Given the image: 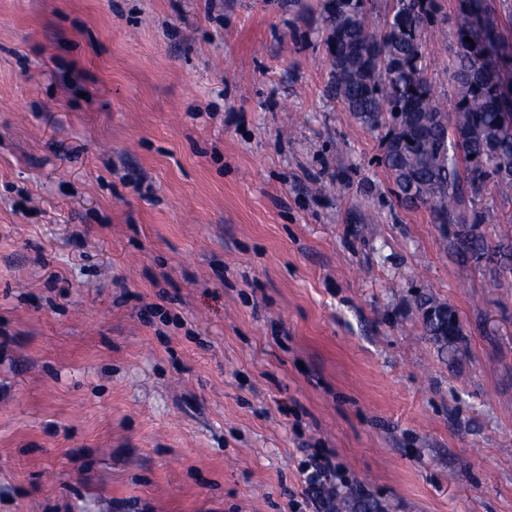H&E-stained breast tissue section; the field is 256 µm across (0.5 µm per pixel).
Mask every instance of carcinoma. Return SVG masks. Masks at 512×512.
I'll return each instance as SVG.
<instances>
[{
    "instance_id": "1",
    "label": "carcinoma",
    "mask_w": 512,
    "mask_h": 512,
    "mask_svg": "<svg viewBox=\"0 0 512 512\" xmlns=\"http://www.w3.org/2000/svg\"><path fill=\"white\" fill-rule=\"evenodd\" d=\"M393 2L376 31L371 0H319L329 89L361 124L388 128L383 164L401 202L428 206L438 224L468 226L455 237L465 260L484 253L486 243L478 232L485 216L465 211L463 187L477 190L489 178L512 182V94L493 70L497 26L484 0H460L450 67L457 101L450 115L425 74L422 34L435 0ZM423 325L434 341L448 331L452 339L439 349L456 351L461 326L449 319Z\"/></svg>"
}]
</instances>
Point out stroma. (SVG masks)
Returning <instances> with one entry per match:
<instances>
[{"mask_svg":"<svg viewBox=\"0 0 512 512\" xmlns=\"http://www.w3.org/2000/svg\"><path fill=\"white\" fill-rule=\"evenodd\" d=\"M306 2L0 0V512H312L310 448L377 512H512V270L392 194ZM466 201L494 251L512 184ZM419 305L422 307L423 311V319L428 314L425 310L431 309V308H437L439 305L443 304L438 302L437 300L430 298L429 296H422L419 301ZM424 325V331L427 336H430L432 340L436 343V341L440 342V338L442 337L440 335L443 334V330L448 331V336H452V339H448L447 342L442 343L441 346H439V349L442 352H455L456 351V342L459 338V336H463L462 329L460 325H455L451 322L450 316H448V320L442 321L439 318L436 317V320L429 319V320H423ZM437 344V343H436Z\"/></svg>","mask_w":512,"mask_h":512,"instance_id":"obj_1","label":"stroma"}]
</instances>
